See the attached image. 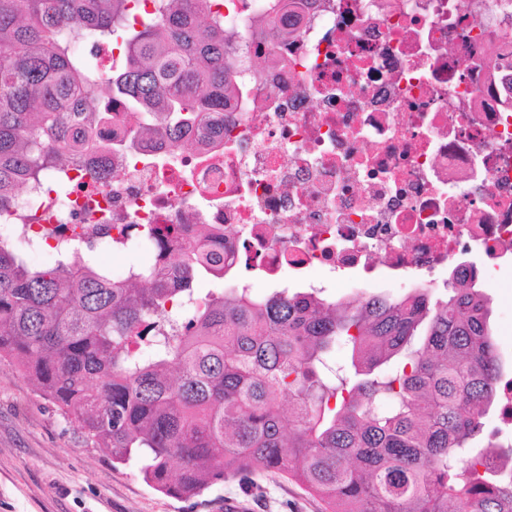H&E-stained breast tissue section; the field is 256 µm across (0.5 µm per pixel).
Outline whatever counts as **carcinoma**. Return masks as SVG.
<instances>
[{"label": "carcinoma", "mask_w": 512, "mask_h": 512, "mask_svg": "<svg viewBox=\"0 0 512 512\" xmlns=\"http://www.w3.org/2000/svg\"><path fill=\"white\" fill-rule=\"evenodd\" d=\"M215 1L0 0V217L21 185L47 175L61 190L101 152L92 134L114 123L115 100L138 123L117 148L224 122L239 61ZM290 2H266L279 32ZM89 39L118 55L90 65L76 52ZM208 248L207 261L190 243L116 281L88 240L35 266L1 237L0 361L168 496L229 477L248 493L267 471L325 512H512V477L480 470L490 452L512 461V445L475 446L503 377L478 277L457 267L435 297L257 299L198 287L224 277V245Z\"/></svg>", "instance_id": "carcinoma-1"}]
</instances>
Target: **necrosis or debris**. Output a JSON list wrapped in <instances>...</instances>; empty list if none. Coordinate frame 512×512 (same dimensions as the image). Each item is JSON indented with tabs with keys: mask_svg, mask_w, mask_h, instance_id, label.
I'll return each mask as SVG.
<instances>
[{
	"mask_svg": "<svg viewBox=\"0 0 512 512\" xmlns=\"http://www.w3.org/2000/svg\"><path fill=\"white\" fill-rule=\"evenodd\" d=\"M226 27L264 57L246 99L191 153L149 142L150 166L112 156L65 194L30 184L12 230L48 247L108 242L127 224H171L165 247L200 231L233 242L234 267L272 281L346 275L371 293L435 278L470 253L485 273L512 260V67L488 76L489 48L512 39V0H299L293 33L268 39L259 0H233Z\"/></svg>",
	"mask_w": 512,
	"mask_h": 512,
	"instance_id": "4bbe7bcc",
	"label": "necrosis or debris"
}]
</instances>
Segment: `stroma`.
Segmentation results:
<instances>
[{"label":"stroma","instance_id":"35a3bbf8","mask_svg":"<svg viewBox=\"0 0 512 512\" xmlns=\"http://www.w3.org/2000/svg\"><path fill=\"white\" fill-rule=\"evenodd\" d=\"M491 298V328L506 375H512V263L496 281L479 279ZM245 512H324L298 484L261 473L259 487L236 481L185 500L149 487L131 465L87 446L54 406L12 367L0 366V512H224L226 498Z\"/></svg>","mask_w":512,"mask_h":512}]
</instances>
